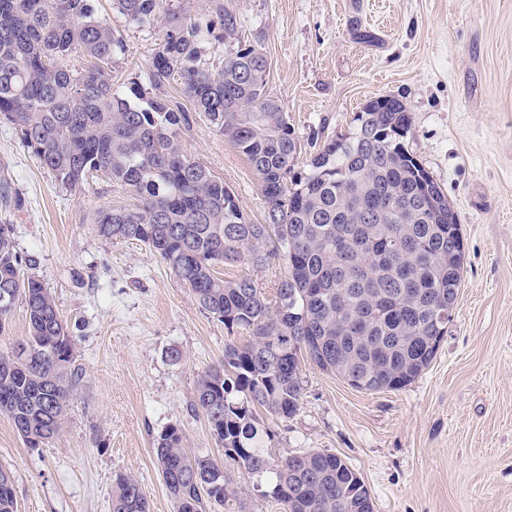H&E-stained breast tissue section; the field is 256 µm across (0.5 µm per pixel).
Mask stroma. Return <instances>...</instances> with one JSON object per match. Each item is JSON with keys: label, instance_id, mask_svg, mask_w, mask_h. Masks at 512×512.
<instances>
[{"label": "stroma", "instance_id": "obj_1", "mask_svg": "<svg viewBox=\"0 0 512 512\" xmlns=\"http://www.w3.org/2000/svg\"><path fill=\"white\" fill-rule=\"evenodd\" d=\"M238 36L209 59L261 41L267 92L301 143L354 128L379 95L412 115L408 151L460 219L465 261L448 334L407 387L366 392L309 360L303 395L274 425L277 454H336L368 488L373 512H512V0H223ZM125 43L113 87L145 75L160 29L129 25L97 0ZM161 95L189 112V157L264 223L267 208L246 158L195 111L179 85ZM0 224L52 291L76 339L83 377L57 437L31 448L0 415V469L16 512H109L116 474L134 475L150 512H175L153 440L181 425L189 451L222 459L192 407L198 376L224 357L227 332L141 242L97 232L100 211L136 203L96 176L68 191L13 126L0 122ZM184 358L175 362L171 348Z\"/></svg>", "mask_w": 512, "mask_h": 512}]
</instances>
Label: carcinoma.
Wrapping results in <instances>:
<instances>
[{
  "label": "carcinoma",
  "mask_w": 512,
  "mask_h": 512,
  "mask_svg": "<svg viewBox=\"0 0 512 512\" xmlns=\"http://www.w3.org/2000/svg\"><path fill=\"white\" fill-rule=\"evenodd\" d=\"M139 27L163 25L149 71L124 89L109 72L125 46L92 0H0V119L17 129L40 165L70 191L102 175L135 193L132 209L103 211L105 239L139 241L157 254L195 303L224 324V360L199 375L194 410L224 450L220 465L184 446L166 426L153 453L176 512H243L231 470L288 512H372L368 489L324 451L270 461L274 436L258 409L286 422L303 394L300 357L354 388L411 384L448 333V296L461 284L459 217L429 172L405 148L412 116L381 95L357 113L356 132L323 141L307 168L282 105L266 94L261 45L243 44L221 66L202 58L237 33L236 15H191L180 0H113ZM84 57L91 67H70ZM181 85L195 111L241 152L261 186L266 224L240 210L224 181L188 158L180 140L189 114L155 90ZM284 275L269 291L254 273ZM243 264L235 279L220 265ZM0 326L17 301L28 358L0 353V414L31 448L56 437L82 379L76 343L55 298L22 271L11 229L0 225ZM243 340H238V335ZM0 512H15L13 480H0ZM111 512H149L133 475L112 480Z\"/></svg>",
  "instance_id": "1"
}]
</instances>
